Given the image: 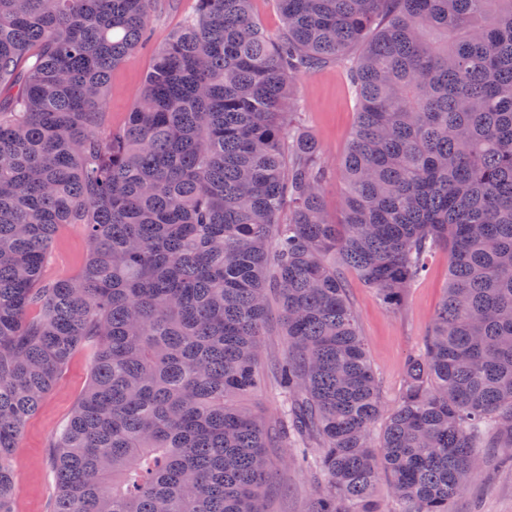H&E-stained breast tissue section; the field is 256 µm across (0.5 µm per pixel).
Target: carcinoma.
Wrapping results in <instances>:
<instances>
[{"instance_id":"1","label":"carcinoma","mask_w":512,"mask_h":512,"mask_svg":"<svg viewBox=\"0 0 512 512\" xmlns=\"http://www.w3.org/2000/svg\"><path fill=\"white\" fill-rule=\"evenodd\" d=\"M251 2L196 0L105 130L155 0H0V512L26 422L88 341L51 512H266L271 448L323 479L311 512H383L382 478L395 512H449L488 449L512 461V0H278L280 36ZM357 46L333 217L296 79ZM67 224L88 255L49 279ZM441 248L445 294L375 439L340 269L398 310ZM151 64L150 50H144L112 70L105 111L106 126L120 128L126 123L128 113L142 92ZM273 330L269 333L268 336H265V350H264V362L266 364V374H267V387L266 391L260 396L257 402L265 408H270L275 405L274 401V380L273 375L275 369L273 368V363L277 360L284 351L285 340L284 337L281 336L279 330L276 327L272 328Z\"/></svg>"}]
</instances>
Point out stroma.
<instances>
[{"label": "stroma", "mask_w": 512, "mask_h": 512, "mask_svg": "<svg viewBox=\"0 0 512 512\" xmlns=\"http://www.w3.org/2000/svg\"><path fill=\"white\" fill-rule=\"evenodd\" d=\"M193 10L194 0H156L150 22L153 45L165 44ZM151 64V53L144 50L113 70L107 125L119 128L125 124ZM297 87L306 106L304 125L318 141L333 171L325 185L324 204L334 213L345 192L344 183L334 171L349 147L356 121L348 68L330 64L304 73ZM87 253L88 241L82 227L64 226L49 250L48 277L76 274ZM345 278L361 334L382 384L383 406L391 408L404 379L405 362L423 346L442 300L448 282V254L442 249L434 254L406 305L394 312L385 309L375 291L364 286L354 272H346ZM95 357L94 343L81 346L58 383L43 398L37 413L26 423L12 460L16 475L15 512H50L55 495L51 444L84 394ZM272 474L274 487L267 499L268 512H309L314 496L309 472L293 464L278 463ZM450 512H512V469L493 464L482 467L469 489L453 502Z\"/></svg>", "instance_id": "35a3bbf8"}]
</instances>
